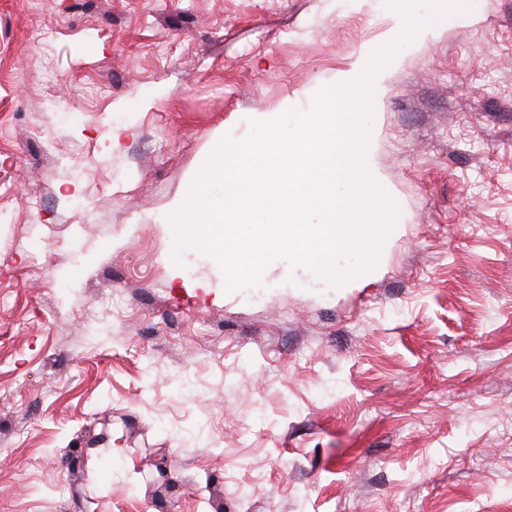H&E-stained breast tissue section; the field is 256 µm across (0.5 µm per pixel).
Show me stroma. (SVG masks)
<instances>
[{"label":"stroma","instance_id":"obj_1","mask_svg":"<svg viewBox=\"0 0 512 512\" xmlns=\"http://www.w3.org/2000/svg\"><path fill=\"white\" fill-rule=\"evenodd\" d=\"M474 2L375 89L376 268L229 293L173 204L385 0H0V512H512V0Z\"/></svg>","mask_w":512,"mask_h":512}]
</instances>
